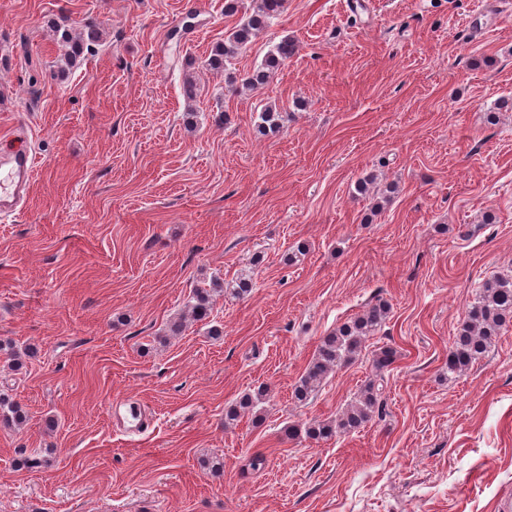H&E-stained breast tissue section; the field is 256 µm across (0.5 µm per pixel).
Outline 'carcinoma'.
<instances>
[{"label": "carcinoma", "instance_id": "obj_1", "mask_svg": "<svg viewBox=\"0 0 512 512\" xmlns=\"http://www.w3.org/2000/svg\"><path fill=\"white\" fill-rule=\"evenodd\" d=\"M284 8L285 0H252L251 13L232 29L223 44L215 48L208 59L209 67L225 68L226 64L253 43L271 20L281 15ZM55 33L59 34L58 42L62 50L60 62L70 67L80 62L98 40L97 24L93 21L78 26L59 22L55 24ZM294 52L293 42L282 39L243 80V84L251 88L265 84L270 74ZM279 121V113L270 107L263 108L258 113V132L264 134L274 130ZM222 292L224 282L217 279L212 280L206 288L195 289L185 314L170 322L168 335H179L188 316L196 321L207 318L213 305V295ZM388 309V303L379 300L323 337L306 372L294 386V400L299 403L306 402L337 367L354 361L361 354L366 339L386 320ZM511 323L512 280L499 277L485 280L476 298L467 305L464 319L449 348L446 361L448 374L457 375L470 369L500 335L501 330ZM395 358L394 349L383 347L374 355L372 364L376 372L382 375L394 364ZM261 404L263 394L260 392L243 396L225 410L224 426L235 424L241 412H251ZM384 411L381 383L371 380L365 384L357 399L336 419L314 422L303 427L291 424L284 428V434L290 439L303 434L311 440H328L358 430L373 417H382ZM26 420L27 414L17 402L0 394V424L18 426Z\"/></svg>", "mask_w": 512, "mask_h": 512}]
</instances>
